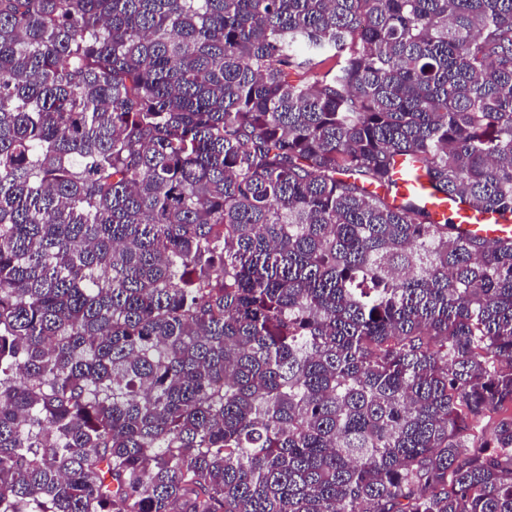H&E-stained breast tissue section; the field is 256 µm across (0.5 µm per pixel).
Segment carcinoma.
I'll return each instance as SVG.
<instances>
[{"mask_svg": "<svg viewBox=\"0 0 512 512\" xmlns=\"http://www.w3.org/2000/svg\"><path fill=\"white\" fill-rule=\"evenodd\" d=\"M512 0H0V512H512ZM394 179L397 182L396 192L400 197L415 194L426 207L437 213L438 218L455 214L456 221L468 234L494 239L512 236V221L496 214L474 216L470 208L459 199L448 198L440 201L442 196L434 190L425 179H417L409 172L404 160H398L395 167Z\"/></svg>", "mask_w": 512, "mask_h": 512, "instance_id": "cac0c4a2", "label": "carcinoma"}]
</instances>
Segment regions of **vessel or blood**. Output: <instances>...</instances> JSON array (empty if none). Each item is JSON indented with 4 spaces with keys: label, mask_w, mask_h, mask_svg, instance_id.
I'll list each match as a JSON object with an SVG mask.
<instances>
[{
    "label": "vessel or blood",
    "mask_w": 512,
    "mask_h": 512,
    "mask_svg": "<svg viewBox=\"0 0 512 512\" xmlns=\"http://www.w3.org/2000/svg\"><path fill=\"white\" fill-rule=\"evenodd\" d=\"M394 178L399 196L416 195L426 207L436 212L438 217L455 215L466 233L489 239L512 236V220L496 214H473L466 204L457 199L441 200L431 184L412 175L404 162H397Z\"/></svg>",
    "instance_id": "1"
}]
</instances>
